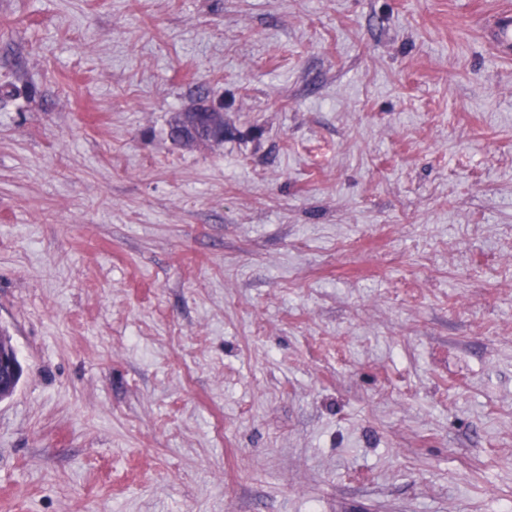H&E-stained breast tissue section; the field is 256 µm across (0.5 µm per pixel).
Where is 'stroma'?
<instances>
[{
	"mask_svg": "<svg viewBox=\"0 0 512 512\" xmlns=\"http://www.w3.org/2000/svg\"><path fill=\"white\" fill-rule=\"evenodd\" d=\"M509 7L0 0V512H512ZM486 37L492 49L498 54L511 58L512 56V11L507 9L500 13L488 27ZM204 114L196 113L193 108H189L185 112L181 113L182 121L184 126L187 128L189 133H194V125L199 123V118L202 117L204 121L216 132H222L224 134V112L221 110L214 109L212 112H203ZM189 133L184 136L181 133L176 139L185 144H199L196 143L199 140H192Z\"/></svg>",
	"mask_w": 512,
	"mask_h": 512,
	"instance_id": "obj_1",
	"label": "stroma"
}]
</instances>
